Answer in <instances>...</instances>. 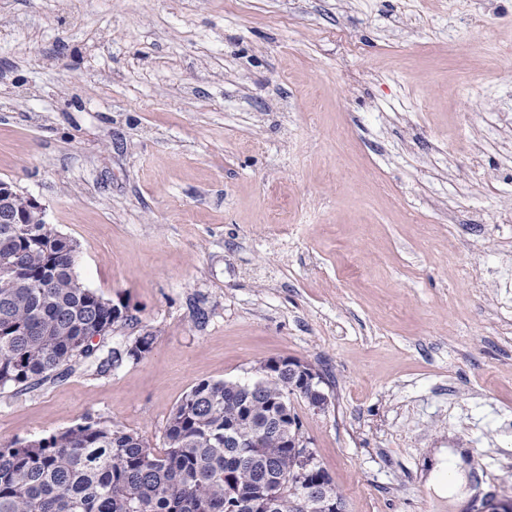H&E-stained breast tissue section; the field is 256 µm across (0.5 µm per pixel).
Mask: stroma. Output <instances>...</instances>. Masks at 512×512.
<instances>
[{"instance_id": "obj_1", "label": "stroma", "mask_w": 512, "mask_h": 512, "mask_svg": "<svg viewBox=\"0 0 512 512\" xmlns=\"http://www.w3.org/2000/svg\"><path fill=\"white\" fill-rule=\"evenodd\" d=\"M480 22H472L473 14ZM0 180L154 336L0 389V443L91 419L155 450L203 380L274 357L345 512L512 503V0H0ZM439 458L441 462L428 479L429 486L436 495L448 497V505L465 508L475 491L468 487V472L461 453L453 448L442 449Z\"/></svg>"}]
</instances>
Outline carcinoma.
<instances>
[{"label": "carcinoma", "instance_id": "obj_1", "mask_svg": "<svg viewBox=\"0 0 512 512\" xmlns=\"http://www.w3.org/2000/svg\"><path fill=\"white\" fill-rule=\"evenodd\" d=\"M0 224V388H27L62 378L81 360L101 372L139 360L153 345L104 352L94 336L112 332L128 306L105 301L74 274L71 241L34 215ZM286 377L260 383L264 400L241 411L233 381L203 380L171 412L166 448L158 452L137 434L95 422L76 424L38 440L0 444V512H260L271 479L288 484L271 512H328L334 484L319 498L295 484L302 461L275 432L258 433L267 401L287 398ZM233 423L248 448L224 447Z\"/></svg>", "mask_w": 512, "mask_h": 512}]
</instances>
